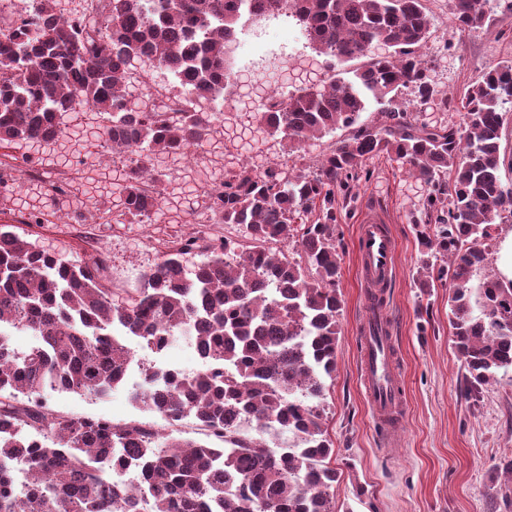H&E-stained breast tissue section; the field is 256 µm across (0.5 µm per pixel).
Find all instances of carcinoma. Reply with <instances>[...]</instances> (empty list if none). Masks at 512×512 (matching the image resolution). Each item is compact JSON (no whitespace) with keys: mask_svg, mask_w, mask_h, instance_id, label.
<instances>
[{"mask_svg":"<svg viewBox=\"0 0 512 512\" xmlns=\"http://www.w3.org/2000/svg\"><path fill=\"white\" fill-rule=\"evenodd\" d=\"M57 2L37 0L36 17L0 35V147L57 143L62 114L80 97L103 116L96 137L112 150V205L130 224L164 199L155 162L214 138L212 115L178 95L158 90L133 102L134 74L163 67L197 102L222 95L245 5L255 16L294 10L326 54L363 65L289 98L266 97L258 126L270 136L298 145L348 134L309 172L274 164L257 174L243 163L218 187L193 189L215 223L245 227L246 239L174 236L127 303L110 302L101 258L69 263L0 225V325L38 337L19 351L0 334V463L12 462L0 466V512H335L341 473L331 463L326 407L342 307L338 196L352 198L373 155L401 162L427 187L414 219V283L448 280L464 396L512 369V279L476 278L498 226L512 222V181H503L512 173L503 135L512 65L464 89L462 125L431 126L401 98L409 89L419 106L437 99L419 52L432 24L426 0H154L150 9L111 0L106 16L81 26L66 23ZM484 2L452 0L457 27H483ZM381 44L391 54H374ZM370 96L386 107L360 125ZM189 248L202 256L191 268L183 264ZM177 334L194 342L202 368L161 376L144 365L130 398L173 425L194 418L205 439L44 412L48 391L104 398L123 384L132 362L125 337L161 353ZM272 430L302 444L274 448L264 438ZM32 431L46 436L34 443Z\"/></svg>","mask_w":512,"mask_h":512,"instance_id":"carcinoma-1","label":"carcinoma"}]
</instances>
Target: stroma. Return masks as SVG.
<instances>
[{
	"instance_id": "stroma-1",
	"label": "stroma",
	"mask_w": 512,
	"mask_h": 512,
	"mask_svg": "<svg viewBox=\"0 0 512 512\" xmlns=\"http://www.w3.org/2000/svg\"><path fill=\"white\" fill-rule=\"evenodd\" d=\"M451 0H426L433 25L421 50L428 63L427 76L447 108L426 110L425 122L459 125L461 91L479 80L489 68L512 65V10L507 0H486L484 27L459 30L450 11ZM228 61L239 82L227 97L244 100L249 90L264 89L286 96L301 87V77L322 82L331 75L354 69L340 64L311 41L292 13L262 20L242 14ZM337 134L303 142L289 151L286 142L268 138L240 154L229 143L227 167L247 158L252 168L264 171L270 163L301 169L337 141ZM369 178L352 189L353 202L341 209V278L343 300L336 373L328 393V433L335 448L331 460L341 472L335 488L336 512H488L491 494L512 495V484L492 483V468L512 457V370L499 371L495 382L475 400L461 394L464 370L457 358L448 326V289L415 288L413 276L420 257L413 218L420 214L424 189L406 166L386 157L366 161ZM73 186V205L65 206L64 222H21L16 214L0 212L5 225L36 247L48 249L71 263L96 254L107 258L106 284L116 300L135 296L145 274L161 257L148 251V237L164 238L185 232L182 224H141L104 221L100 215L112 205ZM369 200L383 210L397 240L396 277L386 293L402 379L408 402L398 447H383L365 397L360 376L358 331L365 317L367 294L355 249L358 204ZM139 381L131 369L124 386L103 399L54 392L46 404L52 413L103 416L122 423L150 420V413L135 408L128 395Z\"/></svg>"
}]
</instances>
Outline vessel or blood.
Instances as JSON below:
<instances>
[{
	"mask_svg": "<svg viewBox=\"0 0 512 512\" xmlns=\"http://www.w3.org/2000/svg\"><path fill=\"white\" fill-rule=\"evenodd\" d=\"M356 251L370 301L360 336V368L366 397L381 441L391 446L399 439L406 411L403 380L393 336L382 302L396 272L397 244L379 209L370 207L360 216Z\"/></svg>",
	"mask_w": 512,
	"mask_h": 512,
	"instance_id": "1",
	"label": "vessel or blood"
}]
</instances>
